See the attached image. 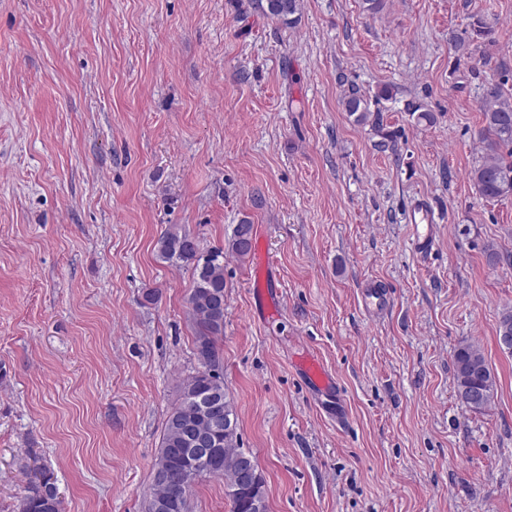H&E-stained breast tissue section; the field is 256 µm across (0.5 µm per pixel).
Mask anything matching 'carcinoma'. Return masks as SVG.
I'll list each match as a JSON object with an SVG mask.
<instances>
[{"label":"carcinoma","instance_id":"carcinoma-1","mask_svg":"<svg viewBox=\"0 0 512 512\" xmlns=\"http://www.w3.org/2000/svg\"><path fill=\"white\" fill-rule=\"evenodd\" d=\"M255 8L263 15L288 26L296 24L301 0H256ZM343 104L358 125H380V114L369 111L363 96L355 91L345 95ZM481 112L487 140L486 152L470 171V180L480 196L498 200L512 196V96L502 87L487 82L482 87ZM253 228L244 220L235 225L228 249L238 258L252 250ZM159 257L176 267L192 270L194 286L188 297V308L196 327L195 345L199 368L182 378L178 385V404L169 414L154 468L163 467L177 476L195 469L192 459L181 453L187 447L186 427L211 430L212 413H219L232 428L213 438L214 472H202L198 478L224 480L231 512H257L250 488L236 485L240 458L247 452L240 447L237 415L224 392L221 375L219 336L224 334V310L217 303L224 300V249L206 248L200 240L177 227L169 228L158 240ZM456 394L465 407L481 412L489 407L496 394V379L479 346L472 342L459 345L454 355ZM193 488L152 482L146 512H155L156 501L172 499V512H190ZM21 512H62V500L55 481L39 466L31 469L28 494Z\"/></svg>","mask_w":512,"mask_h":512}]
</instances>
